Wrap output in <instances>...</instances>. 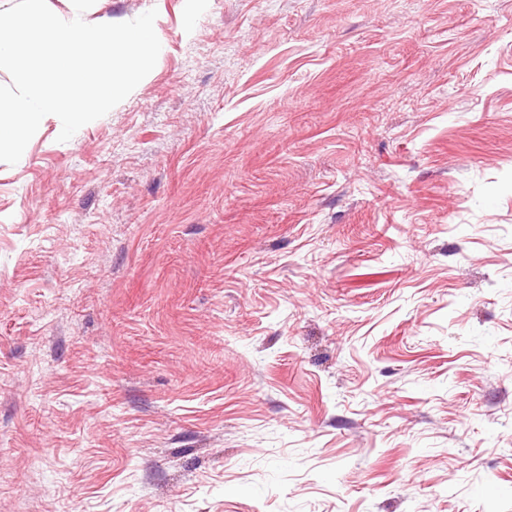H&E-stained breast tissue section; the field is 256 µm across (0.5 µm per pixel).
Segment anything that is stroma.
Returning <instances> with one entry per match:
<instances>
[{
    "instance_id": "1",
    "label": "stroma",
    "mask_w": 512,
    "mask_h": 512,
    "mask_svg": "<svg viewBox=\"0 0 512 512\" xmlns=\"http://www.w3.org/2000/svg\"><path fill=\"white\" fill-rule=\"evenodd\" d=\"M153 8L0 163V512H512V0Z\"/></svg>"
}]
</instances>
